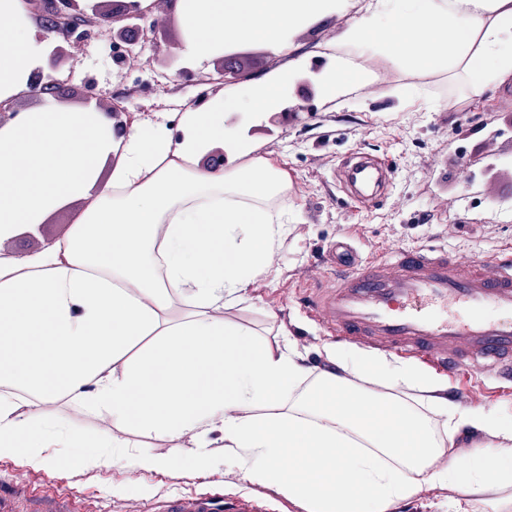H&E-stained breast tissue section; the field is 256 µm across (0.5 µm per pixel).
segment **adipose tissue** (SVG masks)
I'll list each match as a JSON object with an SVG mask.
<instances>
[{
    "label": "adipose tissue",
    "instance_id": "ef3b65f1",
    "mask_svg": "<svg viewBox=\"0 0 512 512\" xmlns=\"http://www.w3.org/2000/svg\"><path fill=\"white\" fill-rule=\"evenodd\" d=\"M390 0L341 40L396 66L460 67L474 87L512 80V0ZM346 0H177L194 63L246 42L275 41L328 19ZM55 39L0 0V101L28 93ZM295 77L245 85L236 107L276 110ZM315 80L332 100L370 69L330 57ZM181 134L156 122L115 134L96 108L51 97L0 126V242L74 199L67 235L25 257L0 253V458L64 471L49 448L111 462L138 431L188 447L211 471L214 438L248 482L275 485L305 512H391L424 486L459 491L455 512H512V421L441 399L437 375L327 348L313 372L287 341L225 318L250 280L273 266L288 202L287 170L224 122L222 99L183 112ZM226 149L242 166L214 171ZM112 162L109 179L97 172ZM95 417L92 439L59 403ZM481 441L459 449L464 433Z\"/></svg>",
    "mask_w": 512,
    "mask_h": 512
}]
</instances>
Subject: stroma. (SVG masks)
<instances>
[{"mask_svg": "<svg viewBox=\"0 0 512 512\" xmlns=\"http://www.w3.org/2000/svg\"><path fill=\"white\" fill-rule=\"evenodd\" d=\"M374 0H349L345 11L278 42L241 45L245 72L259 80L272 72L321 68L329 56L347 54L337 35L355 18L366 15ZM112 11L105 0L92 17L94 37L79 53V63L61 59L56 77L58 102L107 109L127 100L130 124L148 120L177 131L187 109L200 106L202 95L223 94L233 101L240 86L213 81L216 60L189 63L183 54L184 31L172 0H157L152 30L142 63L117 66L112 56ZM372 74L370 86L358 87L345 99L331 101L312 82L294 83L287 101V125L267 115L228 111L226 123L248 139L257 154L270 155L287 168L293 182L288 198V233L269 272L259 275L233 311L236 322L261 337L276 339L287 331L309 364L321 366L319 349L328 344L320 325L301 311V291L320 267L330 246L344 238L360 254L394 245H447L467 260L512 248V84H485L474 89L460 68L418 72L356 54ZM356 152L375 155L395 169L392 186L378 204L363 207L341 189L332 170ZM82 208L73 201L51 211L40 224L20 229L12 250H34L45 239L64 236ZM457 407L498 409L512 418V390L488 392L468 376L453 379ZM127 446L109 464H86L69 450L65 473L0 459V471L20 472L81 495L98 512H126L168 496H191L217 490L227 496H264L270 512H305L275 486L254 485L238 470L217 464L213 472H185L171 478L136 468L147 444L133 432Z\"/></svg>", "mask_w": 512, "mask_h": 512, "instance_id": "35a3bbf8", "label": "stroma"}]
</instances>
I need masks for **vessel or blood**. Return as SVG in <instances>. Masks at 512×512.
<instances>
[{
    "mask_svg": "<svg viewBox=\"0 0 512 512\" xmlns=\"http://www.w3.org/2000/svg\"><path fill=\"white\" fill-rule=\"evenodd\" d=\"M339 176L365 205L376 202L391 172L357 156ZM327 282L304 298L307 314L333 338L420 361L455 374L512 377V252L462 262L447 248H394L360 258L346 241L327 255ZM0 512H90L75 495L34 493L24 480L0 494ZM153 512H266L257 497L220 500L211 493L171 497Z\"/></svg>",
    "mask_w": 512,
    "mask_h": 512,
    "instance_id": "b4317fda",
    "label": "vessel or blood"
}]
</instances>
